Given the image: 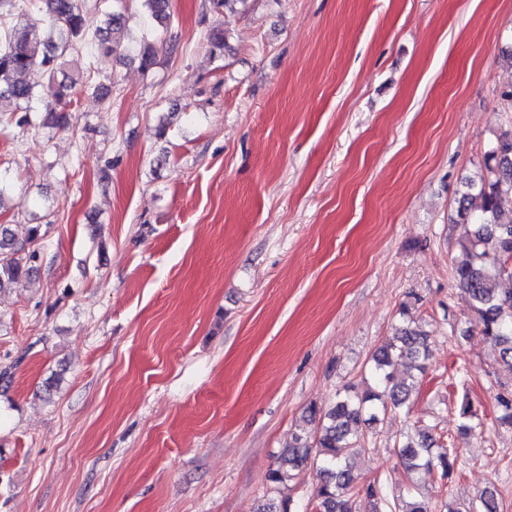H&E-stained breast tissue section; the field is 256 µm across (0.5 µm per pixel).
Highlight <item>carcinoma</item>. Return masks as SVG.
<instances>
[{
    "label": "carcinoma",
    "instance_id": "1",
    "mask_svg": "<svg viewBox=\"0 0 512 512\" xmlns=\"http://www.w3.org/2000/svg\"><path fill=\"white\" fill-rule=\"evenodd\" d=\"M85 0H29L30 11L40 16V24L16 22L0 30V119L19 129L32 125L31 103L42 98L41 124L56 130L70 128L72 99L79 91L98 93V84L81 83L65 72L67 52L75 43L89 38V16L83 10ZM147 17L163 30L172 23L169 0H143ZM124 26V15L115 9L104 11L94 34L96 50L117 55L127 47L116 36ZM156 43H140L136 59L141 70L157 63ZM38 73L42 81L27 76ZM486 174L467 183L457 209V223L474 230L459 241L461 258L453 266V277L473 302L475 325L482 336L498 348L500 362L512 370V291L497 288L505 277L512 279V224L498 221L503 200L512 196V130L500 133L485 154ZM41 237V225L27 228L17 237L10 227L0 225V289L31 279L37 273L41 255L31 244ZM429 357L428 336L409 326L397 329L388 343L370 357L368 371L373 384L362 392L347 387L328 409H307L314 431L300 430L283 449L278 466L268 472L267 480L282 484L296 478L312 465L322 475L314 492L315 512H355L358 499L373 502L375 512H435L429 501L413 498L400 504L387 488L376 480H362L352 473L350 461L365 453L364 431L389 411L409 408L413 389L425 373ZM397 361L404 362L408 379H399L390 371ZM497 425L512 429V387L498 393ZM463 430L482 426L479 409L469 398L459 406ZM434 441L427 431L408 436L395 449L409 474L434 472L439 478L438 494H450L459 475V453L449 448L433 454ZM448 512H499L495 494L486 489L479 498Z\"/></svg>",
    "mask_w": 512,
    "mask_h": 512
}]
</instances>
